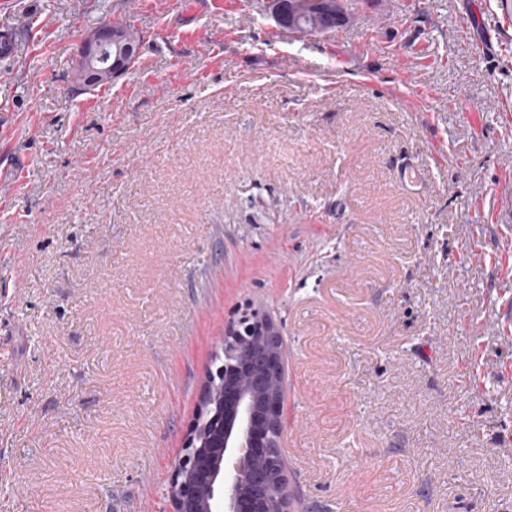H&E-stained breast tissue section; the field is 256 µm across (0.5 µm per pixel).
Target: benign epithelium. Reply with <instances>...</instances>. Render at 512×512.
Here are the masks:
<instances>
[{"label":"benign epithelium","instance_id":"1","mask_svg":"<svg viewBox=\"0 0 512 512\" xmlns=\"http://www.w3.org/2000/svg\"><path fill=\"white\" fill-rule=\"evenodd\" d=\"M112 21L79 42L75 77L90 88L118 77L139 56L136 44L112 47ZM255 329L224 332V354L238 361L224 374L221 427L200 434L193 422L183 453L171 466L166 490L172 512H293L282 493L285 462L278 450L283 430L282 339L266 314L253 313Z\"/></svg>","mask_w":512,"mask_h":512}]
</instances>
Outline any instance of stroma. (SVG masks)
Instances as JSON below:
<instances>
[{"mask_svg":"<svg viewBox=\"0 0 512 512\" xmlns=\"http://www.w3.org/2000/svg\"><path fill=\"white\" fill-rule=\"evenodd\" d=\"M144 35L80 90L100 17ZM0 512H170L226 328L283 339L299 512H512V21L0 0ZM288 8V15L286 23L282 24L288 28L300 31L309 32L319 27H327L330 32H334L342 27L346 21L348 11L351 10L354 1H341L340 5L336 7V0H320V1H335L333 4L326 2L321 4V9L317 6H312L309 10L301 11L295 8V0H285Z\"/></svg>","mask_w":512,"mask_h":512,"instance_id":"1","label":"stroma"}]
</instances>
